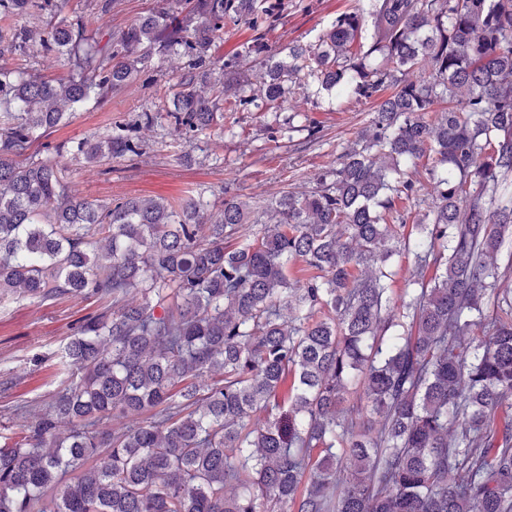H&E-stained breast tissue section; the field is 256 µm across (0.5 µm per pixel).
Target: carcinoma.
Returning <instances> with one entry per match:
<instances>
[{"label": "carcinoma", "instance_id": "1", "mask_svg": "<svg viewBox=\"0 0 512 512\" xmlns=\"http://www.w3.org/2000/svg\"><path fill=\"white\" fill-rule=\"evenodd\" d=\"M279 19L268 0H160L100 45L55 0H0V57L77 61L59 78L0 69V300L107 302L64 343L67 383L24 435H0V512H512V290L497 264L512 235V0H371L274 62L268 100L291 83L375 110L315 189L261 212L239 196L213 212L199 193L90 202L28 157L37 133L163 51L187 59L171 106L73 157L141 156V121L188 142L223 127L225 93L257 100L238 70ZM229 23L254 37L217 62ZM402 251L435 274L393 305Z\"/></svg>", "mask_w": 512, "mask_h": 512}]
</instances>
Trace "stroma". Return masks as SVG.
<instances>
[{"label":"stroma","mask_w":512,"mask_h":512,"mask_svg":"<svg viewBox=\"0 0 512 512\" xmlns=\"http://www.w3.org/2000/svg\"><path fill=\"white\" fill-rule=\"evenodd\" d=\"M349 5L350 0H288L287 10L265 41L282 57L290 47L314 45L327 23ZM58 6L62 17L81 23L87 35L105 41L156 9L157 0H117L107 14L101 13L99 0H58ZM184 67L179 54L154 57L119 94L90 102L67 126L43 134L33 143L32 154L55 158L66 167L70 184L95 203L123 197L171 201L196 190L216 204L238 195L264 207L284 190L314 187L316 175L358 140L372 118L370 104L340 106L325 94L312 102L300 90L286 101L266 102L260 111L238 110L231 98L221 106L227 115L223 128L193 143L156 125L144 131L143 153L134 160L95 166L73 158L68 150L71 141L102 130L109 122L132 121L141 113L162 109L164 90L179 80ZM289 117L295 131L271 138V129ZM103 307L94 297L0 301V433L21 432L26 406L43 404L58 388L57 351L81 319Z\"/></svg>","instance_id":"1"}]
</instances>
